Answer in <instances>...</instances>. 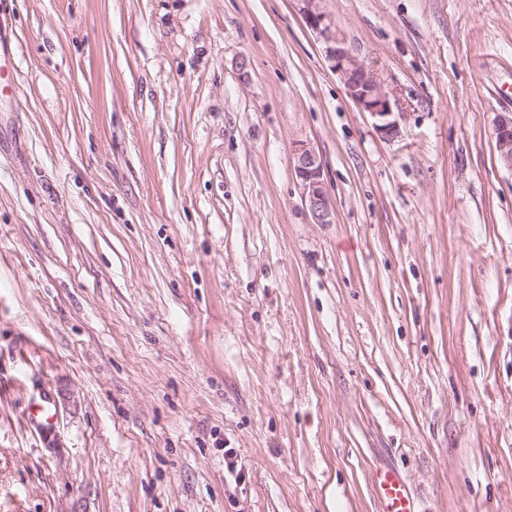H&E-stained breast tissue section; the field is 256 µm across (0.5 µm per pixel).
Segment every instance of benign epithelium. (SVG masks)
<instances>
[{"mask_svg":"<svg viewBox=\"0 0 512 512\" xmlns=\"http://www.w3.org/2000/svg\"><path fill=\"white\" fill-rule=\"evenodd\" d=\"M305 23L327 43L331 67L342 80L348 96L358 107L375 119V129L383 137L397 136L398 122L394 119L391 94L385 90L379 76L369 70L347 46L346 40L334 28L321 10L322 0H301ZM495 147L500 164L512 172V114L498 118L494 126ZM294 173L302 187V197L316 224H330L333 210L323 179V166L316 151L300 144L294 153Z\"/></svg>","mask_w":512,"mask_h":512,"instance_id":"1","label":"benign epithelium"}]
</instances>
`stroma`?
<instances>
[{
  "mask_svg": "<svg viewBox=\"0 0 512 512\" xmlns=\"http://www.w3.org/2000/svg\"><path fill=\"white\" fill-rule=\"evenodd\" d=\"M321 6L396 138L301 0H0V512H512V0ZM304 3L305 23L328 44L327 57L331 67L342 80L348 96L363 111L375 119V129L384 138L397 136L398 122L393 118L395 100L385 90L379 76L369 70L347 46L346 40L334 28L321 10L322 0H301ZM494 138L500 164L512 172V114L498 118ZM294 173L302 187V197L316 224L333 221V210L323 179L320 156L306 144H299L294 153ZM378 512H423L406 478L395 469H380L371 476Z\"/></svg>",
  "mask_w": 512,
  "mask_h": 512,
  "instance_id": "obj_1",
  "label": "stroma"
}]
</instances>
